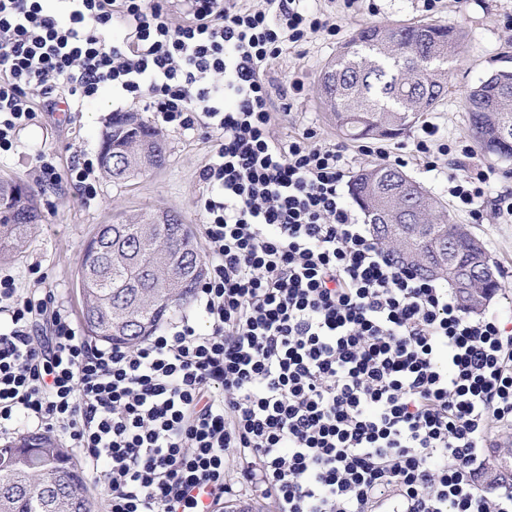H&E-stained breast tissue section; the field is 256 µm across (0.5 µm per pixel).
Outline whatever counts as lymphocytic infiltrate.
Here are the masks:
<instances>
[{
  "mask_svg": "<svg viewBox=\"0 0 512 512\" xmlns=\"http://www.w3.org/2000/svg\"><path fill=\"white\" fill-rule=\"evenodd\" d=\"M0 0V151L41 103L81 111L101 86L165 129L217 138L200 179L206 273L189 311L134 347L92 345L53 293L0 278V433L63 435L108 512H202L239 481L276 512H512L476 475L512 431V317L471 316L402 266L348 200L346 151L274 131L284 45L337 24L301 0ZM122 39L112 40L113 29ZM424 124L428 170L482 223L512 188Z\"/></svg>",
  "mask_w": 512,
  "mask_h": 512,
  "instance_id": "lymphocytic-infiltrate-1",
  "label": "lymphocytic infiltrate"
}]
</instances>
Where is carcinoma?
Returning <instances> with one entry per match:
<instances>
[{
	"mask_svg": "<svg viewBox=\"0 0 512 512\" xmlns=\"http://www.w3.org/2000/svg\"><path fill=\"white\" fill-rule=\"evenodd\" d=\"M465 38L462 29L437 23L361 27L321 74V91L331 93L322 100L328 118L348 139H384L392 127L400 129L395 134L400 137L448 95V75L465 52ZM461 108L480 149L512 161V68L486 75L465 94ZM114 127L150 139L160 164L166 163L162 133L138 113H112L107 131ZM402 174L386 164L362 171L351 182L353 201L370 199L390 209L399 197ZM19 184L0 180V262L13 258L41 221L29 188L12 196ZM423 203L430 219L421 224H374L376 239L416 249L429 261L434 256L424 242L442 238L451 225L457 250L453 258L462 259L474 241L472 233L455 223L430 193ZM203 268L190 228L174 211H149L101 225L85 243L78 269L85 334L94 342L138 345L173 308L190 300ZM443 281L454 287L468 309L482 306L455 277ZM0 512H98V501L57 440L48 433H33L0 445Z\"/></svg>",
	"mask_w": 512,
	"mask_h": 512,
	"instance_id": "carcinoma-1",
	"label": "carcinoma"
}]
</instances>
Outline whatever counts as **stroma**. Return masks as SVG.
I'll return each mask as SVG.
<instances>
[{"label":"stroma","mask_w":512,"mask_h":512,"mask_svg":"<svg viewBox=\"0 0 512 512\" xmlns=\"http://www.w3.org/2000/svg\"><path fill=\"white\" fill-rule=\"evenodd\" d=\"M329 22L338 24L336 36H315L302 46L284 50L274 61L269 76L274 84L299 76L305 90L297 97L290 112L274 105L277 132L288 135L305 128L315 130L325 142L341 140L339 133L322 109L317 90L319 74L359 28L370 23L395 24L432 22L462 28L468 39V53L448 76V95L434 111L425 113L424 121L439 126L449 142L470 146L475 164L495 173L486 189L487 197L496 196L501 186L512 185V165L483 155L473 148L467 131L466 116L459 106L463 95L493 69L503 66L504 54L512 55V0H441L435 14H427L420 0H362L360 9L343 14L339 0H316ZM138 104L102 89L99 96L84 104L74 118L63 113L41 110L22 129L14 151L0 154V180L15 179L29 183L38 193L42 222L14 258L0 263V276H11L21 291H52L73 320L81 318V295L77 271L85 241L103 224L118 218L150 210L179 212L194 236H201L203 219L195 207L204 185L199 171L214 143V134L205 130L178 132L164 130L166 164L153 172L125 183H113L100 176L96 197L82 195L75 182L62 180L43 184L35 157L44 152L54 155L61 171L75 164L97 161L102 133L115 112H135ZM420 132L412 127L403 137L383 141L389 152L403 150L408 162L403 170L442 204H449L447 178L451 166L427 171L413 160L412 148ZM456 223L468 225L496 263L500 290L489 305L503 313L512 312V221L486 212L483 223H472L463 212L453 211Z\"/></svg>","instance_id":"1"}]
</instances>
